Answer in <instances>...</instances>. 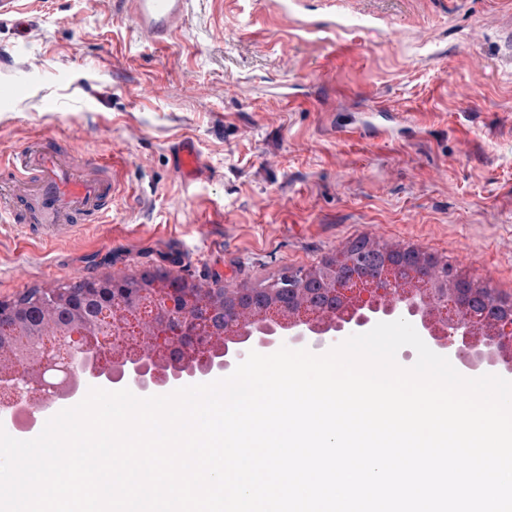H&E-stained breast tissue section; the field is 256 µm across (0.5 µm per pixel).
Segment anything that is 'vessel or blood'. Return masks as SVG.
Instances as JSON below:
<instances>
[{
  "label": "vessel or blood",
  "mask_w": 512,
  "mask_h": 512,
  "mask_svg": "<svg viewBox=\"0 0 512 512\" xmlns=\"http://www.w3.org/2000/svg\"><path fill=\"white\" fill-rule=\"evenodd\" d=\"M187 0H112V9L133 18L145 39L163 42L181 27ZM176 170L193 179L202 169L193 141L176 147ZM112 165L70 149L37 145L0 161V222L38 225L45 242L72 235L80 224H97L112 210Z\"/></svg>",
  "instance_id": "obj_1"
}]
</instances>
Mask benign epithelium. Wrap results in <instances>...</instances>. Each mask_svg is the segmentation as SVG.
Wrapping results in <instances>:
<instances>
[{"label":"benign epithelium","instance_id":"obj_1","mask_svg":"<svg viewBox=\"0 0 512 512\" xmlns=\"http://www.w3.org/2000/svg\"><path fill=\"white\" fill-rule=\"evenodd\" d=\"M370 247L387 254L405 253L407 263L373 272L348 275L352 265L347 250L297 274L317 277L328 294L339 301L333 312L312 307L304 289L288 308L277 291L281 279L263 288L269 292L264 316L300 341L307 334L319 344L335 342L351 331H364L380 321L399 318L415 324L421 338L435 350L458 359L480 360L497 356L512 374V314L491 316L474 307L480 293L496 304L501 295L486 281L476 279L414 245L393 246L374 242ZM125 310L120 321L104 311L98 330L86 335L63 327L47 345L33 342L15 353L0 354V409L29 404L50 409L74 397L80 388L126 380V386L145 391L173 387L183 376L207 379L213 370L228 369L251 350L275 344L262 328L241 316L224 325V335H214L205 315L196 311L202 288L83 289Z\"/></svg>","mask_w":512,"mask_h":512}]
</instances>
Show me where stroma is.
<instances>
[{
	"mask_svg": "<svg viewBox=\"0 0 512 512\" xmlns=\"http://www.w3.org/2000/svg\"><path fill=\"white\" fill-rule=\"evenodd\" d=\"M350 28L258 0H188L155 45L112 0L0 15V157L112 160L104 223L47 244L0 226V300L160 268L256 286L351 240L413 244L512 297V0H373ZM481 37H474V28ZM194 137L203 170L175 171Z\"/></svg>",
	"mask_w": 512,
	"mask_h": 512,
	"instance_id": "1",
	"label": "stroma"
}]
</instances>
